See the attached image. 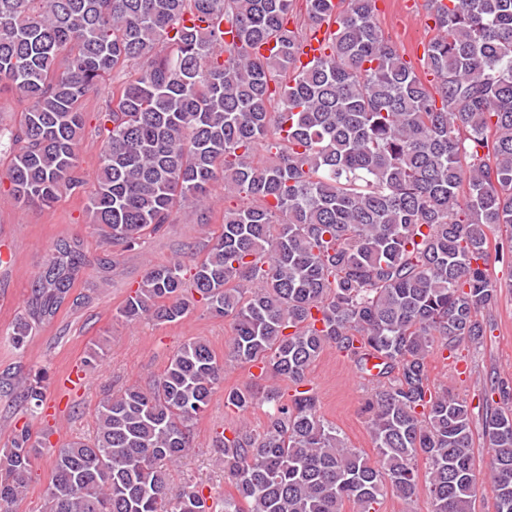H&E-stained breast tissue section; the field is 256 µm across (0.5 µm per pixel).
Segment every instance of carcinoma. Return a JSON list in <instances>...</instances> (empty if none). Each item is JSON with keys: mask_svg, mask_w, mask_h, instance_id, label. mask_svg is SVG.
I'll use <instances>...</instances> for the list:
<instances>
[{"mask_svg": "<svg viewBox=\"0 0 512 512\" xmlns=\"http://www.w3.org/2000/svg\"><path fill=\"white\" fill-rule=\"evenodd\" d=\"M438 34L426 84L375 22L376 0H0V90L29 102L13 132L10 191L49 206L83 187L81 102L115 70L89 198V223L132 247L205 205L218 178L249 203L224 207L190 279L174 260L147 269L119 310L176 323L197 303L233 321L231 357L287 396L250 383L224 391L262 432L213 440L234 493L212 507L200 487L173 492L167 466L192 448L194 422L224 382L203 339L144 388L99 401L93 438L58 449L43 512H359L425 489L432 512H473L490 486L512 512V384L485 417L487 472L476 468L470 409L428 376L427 358L485 334L498 229L512 228V0H425ZM331 22L326 52L298 64L305 36ZM264 146L269 160L257 158ZM86 265L61 240L33 284L31 323L53 316ZM334 346L370 376L372 462L325 422L308 370ZM31 414L41 377L14 380ZM39 439L14 432L0 454V503L22 500Z\"/></svg>", "mask_w": 512, "mask_h": 512, "instance_id": "obj_1", "label": "carcinoma"}]
</instances>
